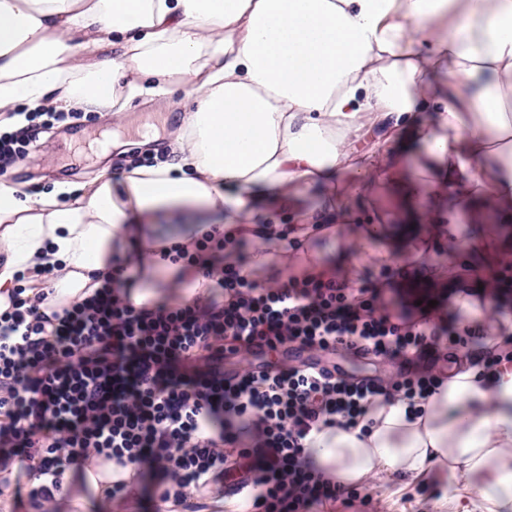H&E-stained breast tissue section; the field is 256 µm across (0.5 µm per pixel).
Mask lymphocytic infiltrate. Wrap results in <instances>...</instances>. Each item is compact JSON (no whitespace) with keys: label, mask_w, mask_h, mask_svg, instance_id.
<instances>
[{"label":"lymphocytic infiltrate","mask_w":512,"mask_h":512,"mask_svg":"<svg viewBox=\"0 0 512 512\" xmlns=\"http://www.w3.org/2000/svg\"><path fill=\"white\" fill-rule=\"evenodd\" d=\"M65 113L35 112L0 134V171L28 154ZM227 236L205 234L187 261L220 297L134 308L121 291L125 267L81 302L52 314L14 292L0 312V470L20 465L39 485L15 484L16 500L51 501L73 460L95 454L148 481L155 500L222 491L243 471L250 512H310L344 497L307 459L312 430L356 424L376 397L427 399L441 377L411 363L442 346L464 348L487 330L445 324L433 310L395 317L376 288L306 275L262 286L244 259L224 261ZM349 351L406 368L389 382L358 379L279 359L253 367L255 351ZM230 358L245 367L225 373Z\"/></svg>","instance_id":"f902f5d3"}]
</instances>
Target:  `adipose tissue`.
I'll use <instances>...</instances> for the list:
<instances>
[{"label":"adipose tissue","mask_w":512,"mask_h":512,"mask_svg":"<svg viewBox=\"0 0 512 512\" xmlns=\"http://www.w3.org/2000/svg\"><path fill=\"white\" fill-rule=\"evenodd\" d=\"M177 89L194 106L172 160L47 192L0 181V310L21 286L47 313L79 301L116 258L135 307L210 295L209 280L156 250L212 230L242 229L249 270L335 274L287 242L327 224L330 250L364 255L387 228L345 227L377 179L405 214L401 242L455 230L462 207L475 223L512 225V0H0L1 126L73 110L121 129L133 98ZM346 170L342 201L279 222L307 188L335 194ZM306 448L344 487L434 477L460 512H512V370L487 380L456 355L415 409L378 399L356 425L312 431ZM126 476L97 457L74 464L52 506L115 512L108 491Z\"/></svg>","instance_id":"adipose-tissue-1"}]
</instances>
